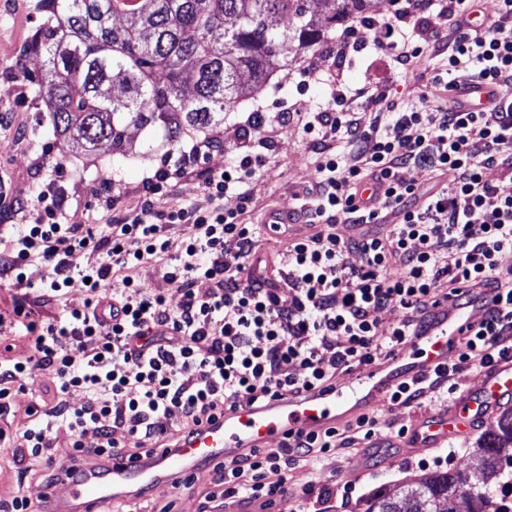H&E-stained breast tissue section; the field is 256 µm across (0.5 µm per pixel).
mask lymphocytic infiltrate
I'll use <instances>...</instances> for the list:
<instances>
[{"mask_svg":"<svg viewBox=\"0 0 512 512\" xmlns=\"http://www.w3.org/2000/svg\"><path fill=\"white\" fill-rule=\"evenodd\" d=\"M395 4L386 18L346 22L327 52L344 59L371 46L388 54L401 76L440 59L429 72L432 89L418 103L396 97L392 83L372 85L365 102L377 113L362 128L348 106L343 71L312 62L301 69L299 85L328 87L327 105L249 113L250 134L234 162L203 178L208 206L158 210L151 197L191 171L204 148L220 141L217 132L162 159L132 218L69 224L60 198L45 190L28 223L0 230V288L35 292L33 302L13 309L30 337L27 354L0 361V416L15 418L25 440L15 447L14 431L0 428V471L35 478L48 490L76 479L88 452L153 458L161 440L176 444L224 407L260 406L395 356L430 328L447 289H479L494 305L453 362L400 385L388 405L453 401L457 375L512 357V288L500 263L512 253V0H500L480 28L465 24L475 0ZM374 30L383 38L372 43ZM470 77L494 84L500 106L460 112L438 96V89ZM292 119L320 155L317 181L302 196L308 231L269 262L258 252L262 225L241 217L274 129ZM335 140L345 150H333ZM412 166L435 174V182L407 178ZM494 167L503 181L486 180ZM229 193L238 197L237 208L221 207ZM174 224L194 225L195 232L172 243ZM341 224L349 234L338 233ZM79 254L86 263L72 264ZM146 264L158 267L162 287L140 288L132 271ZM76 280L87 298L71 308L64 296ZM51 304L57 316L41 318L40 308ZM386 310L400 312V320L383 324ZM23 391L31 401L21 406L13 397ZM74 394L80 405L70 404ZM379 425L372 414L344 431L298 434L281 447L212 463L215 489L198 512H211L220 499L320 512V500L352 495L354 484L299 495L290 485L292 469L354 439L371 440ZM61 427L72 435V450L57 463L47 450L51 431Z\"/></svg>","mask_w":512,"mask_h":512,"instance_id":"obj_1","label":"lymphocytic infiltrate"}]
</instances>
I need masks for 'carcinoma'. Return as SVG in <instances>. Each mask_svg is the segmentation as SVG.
Listing matches in <instances>:
<instances>
[{"instance_id": "carcinoma-1", "label": "carcinoma", "mask_w": 512, "mask_h": 512, "mask_svg": "<svg viewBox=\"0 0 512 512\" xmlns=\"http://www.w3.org/2000/svg\"><path fill=\"white\" fill-rule=\"evenodd\" d=\"M46 19L30 51L43 60L39 93L51 108L61 160L102 146L177 147L191 132L224 125V113L257 94L288 56L304 57L368 0H39ZM285 17L280 28L273 19ZM191 82L192 90L183 89ZM512 411L477 442L480 475L448 470L415 486L381 489L364 512H470L512 485Z\"/></svg>"}]
</instances>
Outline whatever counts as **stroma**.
<instances>
[{
    "instance_id": "35a3bbf8",
    "label": "stroma",
    "mask_w": 512,
    "mask_h": 512,
    "mask_svg": "<svg viewBox=\"0 0 512 512\" xmlns=\"http://www.w3.org/2000/svg\"><path fill=\"white\" fill-rule=\"evenodd\" d=\"M18 2L16 16L0 25V225L19 223L17 209L31 205L46 186L66 199L68 212L88 224L135 213L142 200L143 180L160 166L159 154L122 158L103 149L59 161L61 146L50 110L37 92L42 62L28 51L44 16L36 10V0ZM306 64L302 58L279 70L260 93L226 114L225 126L244 121L247 113L256 110L284 105L306 112L326 103L324 87L297 88L295 80ZM269 156V163L256 177L252 202L242 216L244 223H257L268 208L291 206L297 194L316 182L315 156L297 125L277 129ZM152 203L155 209L164 210L177 204L203 206L207 199L192 173L170 180L167 190L153 196ZM412 416L409 409L379 410L376 447L357 444L337 449L317 466L299 465L292 472L294 489L351 481L356 485L352 497L330 500L325 512H363L372 491L417 479L425 472L419 459H432V452L407 455L385 447L393 426L407 423Z\"/></svg>"
}]
</instances>
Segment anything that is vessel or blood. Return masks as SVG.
Here are the masks:
<instances>
[{"label": "vessel or blood", "mask_w": 512, "mask_h": 512, "mask_svg": "<svg viewBox=\"0 0 512 512\" xmlns=\"http://www.w3.org/2000/svg\"><path fill=\"white\" fill-rule=\"evenodd\" d=\"M448 99L464 112L489 109L501 101L495 87L478 78L453 86ZM484 311L485 301L479 297L463 304L448 302L424 335L415 337L392 358L358 367L347 384L274 398L262 408L243 404L227 410L176 451L160 454L151 463L115 453L108 468H86L81 479L49 491L42 512H114L141 486L201 474V463L207 458L231 460L299 433L340 429L375 413L399 383L420 379L446 365L464 337L478 330ZM509 406L512 360H503L482 372L478 389L464 390L446 408L416 420L399 445L409 453L444 447L474 434L495 413Z\"/></svg>", "instance_id": "vessel-or-blood-1"}]
</instances>
